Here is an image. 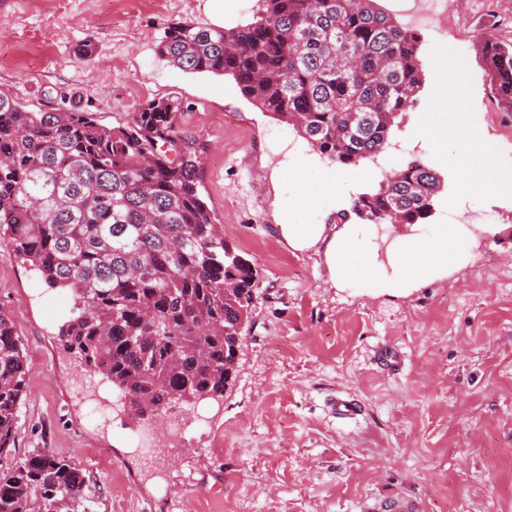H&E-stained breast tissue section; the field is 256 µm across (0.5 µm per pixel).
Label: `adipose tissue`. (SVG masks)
<instances>
[{
    "mask_svg": "<svg viewBox=\"0 0 512 512\" xmlns=\"http://www.w3.org/2000/svg\"><path fill=\"white\" fill-rule=\"evenodd\" d=\"M422 136L447 145L460 196L512 192V171L498 167L490 143L464 115L436 122ZM279 167L295 170L280 204V233L298 251L323 246L338 288L378 294L425 286L467 266L478 234L495 230L491 224H394L382 237L370 224H320L317 215L343 208L345 190L370 180L372 170L323 163L302 140L287 148Z\"/></svg>",
    "mask_w": 512,
    "mask_h": 512,
    "instance_id": "adipose-tissue-1",
    "label": "adipose tissue"
}]
</instances>
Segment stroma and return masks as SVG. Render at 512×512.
Listing matches in <instances>:
<instances>
[{
    "label": "stroma",
    "instance_id": "obj_1",
    "mask_svg": "<svg viewBox=\"0 0 512 512\" xmlns=\"http://www.w3.org/2000/svg\"><path fill=\"white\" fill-rule=\"evenodd\" d=\"M259 6L0 0V92L27 109H76L118 127L148 100L181 99V130L205 145L204 200L225 241L260 277L234 381L211 401L205 422L184 413L190 436L207 435L206 447L146 456L131 438L156 429V419L138 422L95 405L106 380L81 371L58 340L72 296L49 290L0 244V312L13 322L27 364L15 443L0 466L53 449L87 476L96 512H362L401 496L416 498L420 512H512V196L450 204L454 176L438 164L445 146L414 134L451 108L445 94L423 86L376 167L391 171L420 158L441 179L430 223H457L464 210L500 230L482 235L470 263L447 280L376 296L333 287L323 256L293 249L276 228L284 185L273 171L294 129L254 106L232 77L187 73L156 54L168 23L210 28L222 10L242 25ZM485 22L475 14L476 30ZM476 30L424 31L420 56L429 72L437 45L448 62H463L467 109L508 170L512 121L491 96ZM380 343L397 348L399 371L377 364ZM339 395L362 404L363 416H331Z\"/></svg>",
    "mask_w": 512,
    "mask_h": 512
}]
</instances>
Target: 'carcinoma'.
<instances>
[{
	"mask_svg": "<svg viewBox=\"0 0 512 512\" xmlns=\"http://www.w3.org/2000/svg\"><path fill=\"white\" fill-rule=\"evenodd\" d=\"M255 20L219 31L168 24L159 57L230 75L332 164L389 146L425 82L422 34L374 0H261ZM493 98L512 112V42L479 41ZM176 96L109 128L85 112H31L0 93V243L31 262L74 316L58 340L115 386L133 420L224 395L260 285L224 242L200 192L204 144L179 130ZM440 179L422 160L384 173L337 215L371 224L428 218ZM25 357L0 312V457L14 445ZM0 512H95L86 476L50 448L0 468Z\"/></svg>",
	"mask_w": 512,
	"mask_h": 512,
	"instance_id": "carcinoma-1",
	"label": "carcinoma"
}]
</instances>
